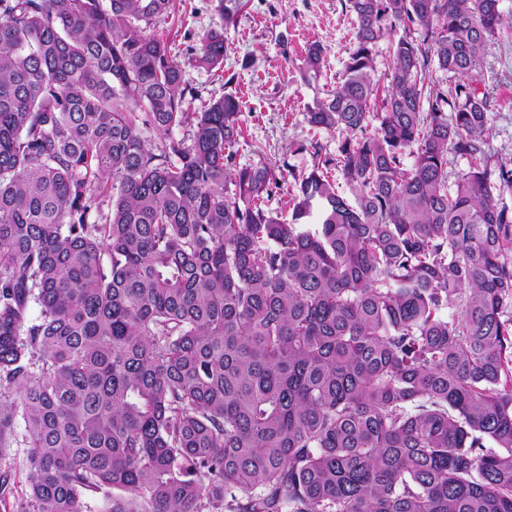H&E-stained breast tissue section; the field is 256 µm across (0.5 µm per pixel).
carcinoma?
<instances>
[{"label":"carcinoma","instance_id":"1","mask_svg":"<svg viewBox=\"0 0 512 512\" xmlns=\"http://www.w3.org/2000/svg\"><path fill=\"white\" fill-rule=\"evenodd\" d=\"M499 2L347 0L343 79L306 112L336 155L309 142L286 217L263 207L275 168L236 165L239 99L192 111L139 26L173 0H0V447L23 421V512H512ZM190 51L221 68L224 29ZM322 68L313 43L302 76ZM487 85L495 107L491 114L488 143L495 156L512 159V42L486 47Z\"/></svg>","mask_w":512,"mask_h":512}]
</instances>
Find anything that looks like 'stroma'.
Here are the masks:
<instances>
[{"label": "stroma", "instance_id": "obj_1", "mask_svg": "<svg viewBox=\"0 0 512 512\" xmlns=\"http://www.w3.org/2000/svg\"><path fill=\"white\" fill-rule=\"evenodd\" d=\"M353 18L344 0H174L171 13L155 18L153 33L169 42L183 65L185 81L200 101L236 93L242 101V135L234 147L237 165L265 161L295 170L310 167L306 147L319 140L335 153L338 139L314 132L305 115L315 98L334 89L352 45ZM224 30V66L207 71L189 59V46L208 30ZM324 49L325 67L315 83L301 76L302 55L311 43ZM489 90L495 107L488 143L502 161L512 160V43L486 48ZM23 444L0 450V468L11 474L0 512H21L28 488Z\"/></svg>", "mask_w": 512, "mask_h": 512}]
</instances>
